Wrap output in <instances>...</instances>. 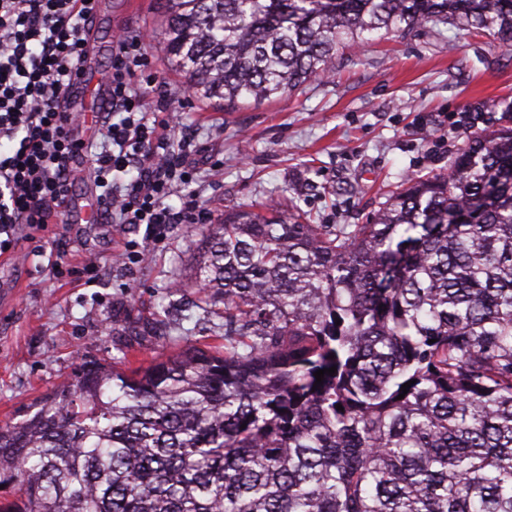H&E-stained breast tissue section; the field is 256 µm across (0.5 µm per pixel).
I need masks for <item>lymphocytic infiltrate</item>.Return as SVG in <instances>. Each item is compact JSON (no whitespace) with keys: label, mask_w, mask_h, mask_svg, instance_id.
I'll return each mask as SVG.
<instances>
[{"label":"lymphocytic infiltrate","mask_w":512,"mask_h":512,"mask_svg":"<svg viewBox=\"0 0 512 512\" xmlns=\"http://www.w3.org/2000/svg\"><path fill=\"white\" fill-rule=\"evenodd\" d=\"M96 10L95 0H0V255L24 233L63 223L83 159L103 223L143 224L161 236L171 224L209 221L193 197L168 203L195 174L193 138L168 109L166 83L138 78L147 65L143 33L112 42L109 108L96 115L111 149L89 153L74 113L64 111Z\"/></svg>","instance_id":"lymphocytic-infiltrate-1"}]
</instances>
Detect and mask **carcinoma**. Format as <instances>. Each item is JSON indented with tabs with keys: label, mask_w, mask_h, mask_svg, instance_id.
I'll use <instances>...</instances> for the list:
<instances>
[{
	"label": "carcinoma",
	"mask_w": 512,
	"mask_h": 512,
	"mask_svg": "<svg viewBox=\"0 0 512 512\" xmlns=\"http://www.w3.org/2000/svg\"><path fill=\"white\" fill-rule=\"evenodd\" d=\"M163 4L170 66L224 109L321 79L381 31L512 47V0ZM191 245L224 352L81 367L0 426V512H512V127L351 230L270 206Z\"/></svg>",
	"instance_id": "obj_1"
}]
</instances>
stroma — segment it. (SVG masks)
Listing matches in <instances>:
<instances>
[{
    "mask_svg": "<svg viewBox=\"0 0 512 512\" xmlns=\"http://www.w3.org/2000/svg\"><path fill=\"white\" fill-rule=\"evenodd\" d=\"M101 70L112 63L111 32H146L149 73L167 82L170 103L199 148L189 187L213 220L238 209L295 204L316 224H364L414 176L446 174L473 129L507 124L479 102L512 100V48L491 37L432 25L393 34L338 56L330 77L282 99L224 111L197 99L167 62L160 0H99ZM197 224L145 226L53 224L21 241L0 266V425L18 421L81 366L128 369L197 346H224V305L195 304L174 291L193 263L187 245ZM134 241L139 261L119 253ZM98 264L85 283L47 268Z\"/></svg>",
    "mask_w": 512,
    "mask_h": 512,
    "instance_id": "stroma-1",
    "label": "stroma"
}]
</instances>
